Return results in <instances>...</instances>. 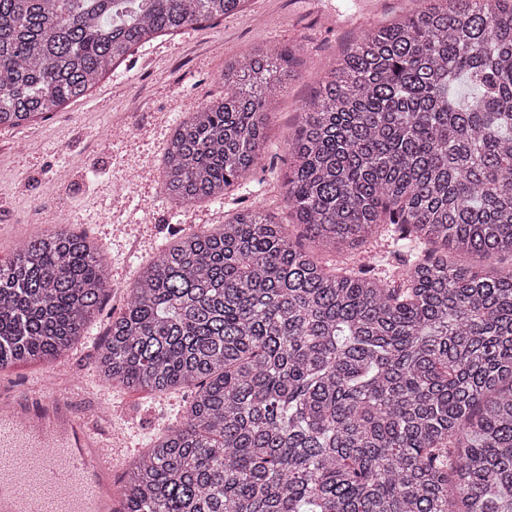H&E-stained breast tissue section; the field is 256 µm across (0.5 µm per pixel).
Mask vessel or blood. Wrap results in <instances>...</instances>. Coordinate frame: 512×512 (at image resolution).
<instances>
[{"instance_id":"obj_1","label":"vessel or blood","mask_w":512,"mask_h":512,"mask_svg":"<svg viewBox=\"0 0 512 512\" xmlns=\"http://www.w3.org/2000/svg\"><path fill=\"white\" fill-rule=\"evenodd\" d=\"M113 475L95 428L76 421L63 396L37 407L0 400V491L26 486L8 512H120Z\"/></svg>"}]
</instances>
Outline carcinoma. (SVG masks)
<instances>
[{"label":"carcinoma","instance_id":"1","mask_svg":"<svg viewBox=\"0 0 512 512\" xmlns=\"http://www.w3.org/2000/svg\"><path fill=\"white\" fill-rule=\"evenodd\" d=\"M247 0H0V129L87 95L159 35ZM356 35L299 109L283 197L141 268L99 379L188 389L122 512H512V0H416ZM295 51L224 66L171 129L163 188L217 202L255 166ZM389 232L391 269L328 264ZM486 264L462 267L449 255ZM110 291L97 242L0 263V368L55 361Z\"/></svg>","mask_w":512,"mask_h":512}]
</instances>
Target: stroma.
<instances>
[{
    "label": "stroma",
    "mask_w": 512,
    "mask_h": 512,
    "mask_svg": "<svg viewBox=\"0 0 512 512\" xmlns=\"http://www.w3.org/2000/svg\"><path fill=\"white\" fill-rule=\"evenodd\" d=\"M413 7L412 0H248L222 20L136 48L86 98L47 118L0 131V261L11 260L19 241L61 223L94 239L112 259V291L87 335L53 363L0 368V390L35 400L38 382L54 370L65 371L73 413L94 423L116 460L114 492L123 490L128 462L191 399L186 390L158 396L108 387L96 376V345L122 313L137 271L163 244L214 229L225 213L252 202L287 222L281 185L298 109L354 34ZM285 45L296 49L302 64L269 98L268 141L243 188L223 201L177 212L162 190L161 176L171 126L203 101L223 95L220 75L226 61ZM140 96L145 106L130 111V102Z\"/></svg>",
    "instance_id": "stroma-1"
}]
</instances>
